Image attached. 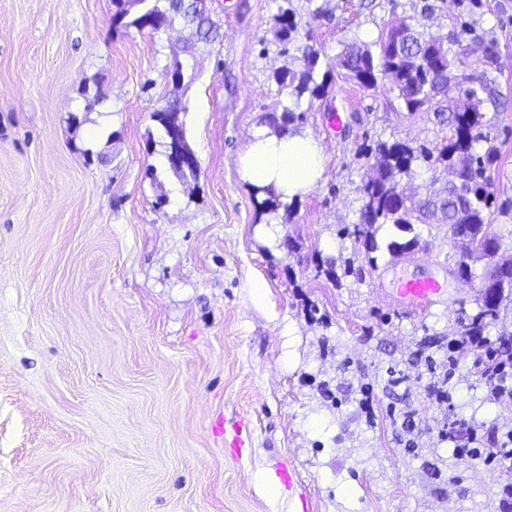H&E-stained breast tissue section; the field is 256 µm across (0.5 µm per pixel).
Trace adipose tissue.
<instances>
[{
	"label": "adipose tissue",
	"mask_w": 512,
	"mask_h": 512,
	"mask_svg": "<svg viewBox=\"0 0 512 512\" xmlns=\"http://www.w3.org/2000/svg\"><path fill=\"white\" fill-rule=\"evenodd\" d=\"M324 156L320 143L301 132H254L240 158V175L256 187H273L281 200L299 199L321 180Z\"/></svg>",
	"instance_id": "1"
}]
</instances>
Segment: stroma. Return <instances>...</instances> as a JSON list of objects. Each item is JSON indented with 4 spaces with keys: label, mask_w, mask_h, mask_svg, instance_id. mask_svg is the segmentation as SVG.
<instances>
[{
    "label": "stroma",
    "mask_w": 512,
    "mask_h": 512,
    "mask_svg": "<svg viewBox=\"0 0 512 512\" xmlns=\"http://www.w3.org/2000/svg\"><path fill=\"white\" fill-rule=\"evenodd\" d=\"M423 4L211 0L220 37L205 44L179 20L113 27V0H0V512H512V458L467 459L457 481L442 468L470 430L512 429V394L492 397L477 349L456 343L492 260L462 279L450 226L419 224L412 253L372 266L345 233L376 141L435 151L452 129L337 77L301 105L297 129L325 155L309 194L270 213L238 172L289 103L274 71L300 66L274 36L279 7L325 71L344 42L373 43ZM468 21L499 42L481 129L499 150L491 189L512 199V0H482ZM170 89L193 178L169 169L151 118ZM327 264L335 278L318 275ZM410 277L448 292L409 310L395 283ZM426 339L456 361L444 408L412 361ZM392 367L409 379L390 391ZM399 396L415 427L444 420L449 438L424 431L408 454L387 412ZM219 418L249 421L250 447L215 438Z\"/></svg>",
    "instance_id": "1"
}]
</instances>
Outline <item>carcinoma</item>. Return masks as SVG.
I'll return each instance as SVG.
<instances>
[{
	"label": "carcinoma",
	"mask_w": 512,
	"mask_h": 512,
	"mask_svg": "<svg viewBox=\"0 0 512 512\" xmlns=\"http://www.w3.org/2000/svg\"><path fill=\"white\" fill-rule=\"evenodd\" d=\"M117 10L113 24L153 32L164 31L174 19L195 28L197 40L211 43L219 38V28L211 19L209 0H113ZM424 24L405 19L393 23L372 46L356 42L346 43L333 59L338 74L365 89H377L386 80L390 90L397 92L409 112L431 111L439 121L448 123L454 135L439 150L437 160L445 166H455L454 180L427 197L416 198L404 178L411 176L414 163L430 158L424 146L412 147L401 141H378L372 152L377 158L375 168L366 175L360 187L362 205L354 223L353 234L362 245L368 260L380 251L377 234L386 224L411 232L416 224H449L456 238L463 241L464 254L483 258L493 256L499 249L496 237L487 227L491 215L506 213L509 207L496 204L490 191L488 168L496 157L494 147L479 152L482 141L481 107L494 99V73L500 70V52L494 40L488 42L462 22L448 31L443 43L425 36ZM297 33L292 13L280 9L276 15L275 36L282 43H290ZM483 44L482 70L478 74H464L468 42ZM303 67L299 71L282 69L274 73V80L289 90L293 106H286L282 114L270 123L271 130L284 133L303 118L297 111L303 98L321 97L326 85L316 83L314 73L318 66V52L308 46H299ZM183 108L169 99L152 113L157 131L167 150H172L171 128L178 129L179 145L189 150L180 113ZM497 291L494 287L481 290L478 311L469 317L457 342L481 350L479 357L484 370L492 373L512 367V347L494 344L485 337L488 327L499 317ZM430 346L417 350V362L429 375V386L440 404L448 402V379L455 369L453 357L438 360L429 352Z\"/></svg>",
	"instance_id": "carcinoma-1"
}]
</instances>
